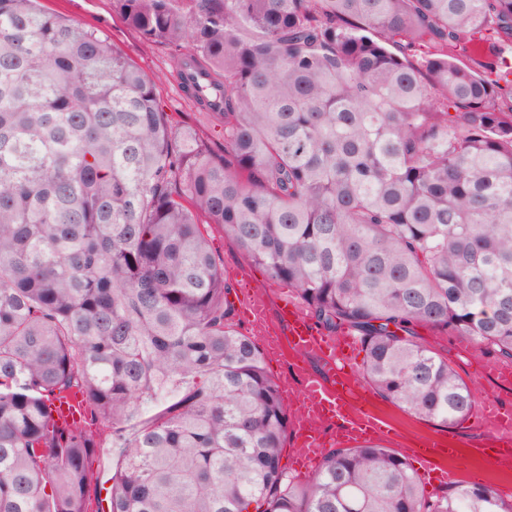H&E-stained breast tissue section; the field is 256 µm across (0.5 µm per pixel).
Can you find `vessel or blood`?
I'll return each instance as SVG.
<instances>
[{
	"mask_svg": "<svg viewBox=\"0 0 512 512\" xmlns=\"http://www.w3.org/2000/svg\"><path fill=\"white\" fill-rule=\"evenodd\" d=\"M240 305L247 311L248 322L254 326L264 352H306L315 354L319 359L320 371L305 374L301 385L290 384L284 376L278 380L284 401L293 402L299 395L304 398L303 411L294 412L290 419L294 457L301 461L303 472H313L329 447L362 444L371 434L380 432L381 420L373 413L368 401L356 405L348 401L349 396L360 389L352 366L351 353L357 346L352 336L344 332L333 337L324 336L312 325L304 310L292 302L286 303L282 309L283 329L270 334L266 331L270 319L263 297L255 294L245 296ZM313 410L338 423L339 431L335 438L326 439L323 433L309 428L308 414ZM475 423L490 431L486 447L479 451L487 464L497 465L512 458L511 412L488 401L483 403ZM457 453V448L444 446L443 442L435 439L420 440L411 450L419 475L430 477L440 485L458 479L457 470L441 464L442 459Z\"/></svg>",
	"mask_w": 512,
	"mask_h": 512,
	"instance_id": "vessel-or-blood-1",
	"label": "vessel or blood"
}]
</instances>
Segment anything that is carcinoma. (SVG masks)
I'll list each match as a JSON object with an SVG mask.
<instances>
[{
  "instance_id": "carcinoma-1",
  "label": "carcinoma",
  "mask_w": 512,
  "mask_h": 512,
  "mask_svg": "<svg viewBox=\"0 0 512 512\" xmlns=\"http://www.w3.org/2000/svg\"><path fill=\"white\" fill-rule=\"evenodd\" d=\"M112 9L224 143L171 124L97 29L0 0V512H512L481 483L428 498L376 444L292 481L279 386L208 241L219 226L315 326L355 336L381 397L468 418L472 388L418 329L512 363V0ZM72 389L87 412L62 427ZM117 454L113 448H98L93 459L92 469L101 482L107 481L114 474L117 465Z\"/></svg>"
}]
</instances>
